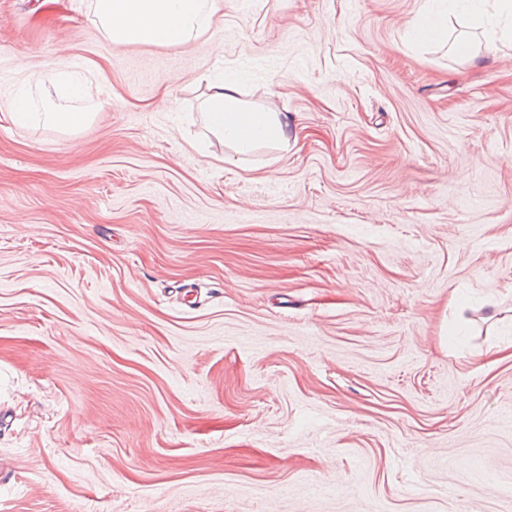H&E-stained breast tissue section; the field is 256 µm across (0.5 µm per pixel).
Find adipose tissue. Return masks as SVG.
I'll return each instance as SVG.
<instances>
[{
	"label": "adipose tissue",
	"mask_w": 512,
	"mask_h": 512,
	"mask_svg": "<svg viewBox=\"0 0 512 512\" xmlns=\"http://www.w3.org/2000/svg\"><path fill=\"white\" fill-rule=\"evenodd\" d=\"M449 8L467 11L490 42L512 43V27L499 18L512 14V0H448ZM92 21L113 46L146 44L179 47L212 30L220 0H90ZM21 80L8 103L18 125L45 124L77 137L98 110L85 103L86 82L80 72L45 67L32 69L25 51H16ZM40 98H33L32 89ZM235 79L212 85L204 103V120L214 136L236 153L245 154L263 143L289 145L288 122L278 113L243 106Z\"/></svg>",
	"instance_id": "ef3b65f1"
}]
</instances>
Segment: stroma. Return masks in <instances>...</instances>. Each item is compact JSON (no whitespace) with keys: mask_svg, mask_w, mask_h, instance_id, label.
Returning a JSON list of instances; mask_svg holds the SVG:
<instances>
[{"mask_svg":"<svg viewBox=\"0 0 512 512\" xmlns=\"http://www.w3.org/2000/svg\"><path fill=\"white\" fill-rule=\"evenodd\" d=\"M114 47L0 0V512H512V44L440 0H223ZM88 78L14 124V48ZM295 144L207 151L210 79ZM415 39L420 43H431L446 40L447 26L444 24L443 13L426 9L419 16L414 26Z\"/></svg>","mask_w":512,"mask_h":512,"instance_id":"35a3bbf8","label":"stroma"}]
</instances>
